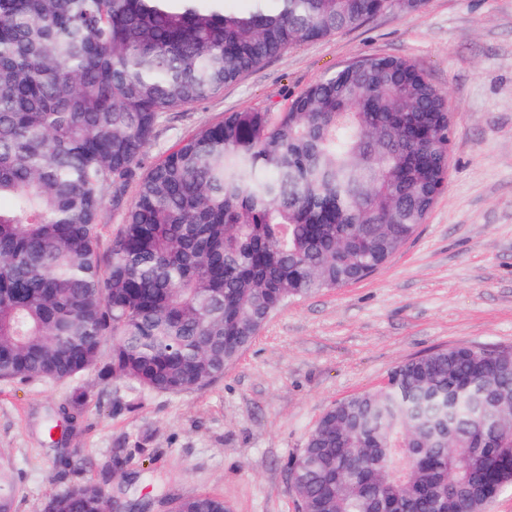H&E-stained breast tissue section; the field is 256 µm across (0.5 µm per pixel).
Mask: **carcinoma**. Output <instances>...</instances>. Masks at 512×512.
I'll list each match as a JSON object with an SVG mask.
<instances>
[{"instance_id": "carcinoma-1", "label": "carcinoma", "mask_w": 512, "mask_h": 512, "mask_svg": "<svg viewBox=\"0 0 512 512\" xmlns=\"http://www.w3.org/2000/svg\"><path fill=\"white\" fill-rule=\"evenodd\" d=\"M253 2L0 0V380L202 389L288 302L365 279L415 235L448 183L453 118L403 57H361L144 165L163 114L293 45L426 4ZM109 202L122 228L103 251ZM88 401L73 389L70 413ZM289 466L300 512H485L512 486V352L398 363L327 407ZM16 496L1 462L0 512ZM125 508L85 481L38 512ZM170 509L229 512L209 492Z\"/></svg>"}]
</instances>
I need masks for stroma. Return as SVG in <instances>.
<instances>
[{
	"mask_svg": "<svg viewBox=\"0 0 512 512\" xmlns=\"http://www.w3.org/2000/svg\"><path fill=\"white\" fill-rule=\"evenodd\" d=\"M405 57L446 91L448 184L416 235L360 282L292 301L205 388L170 394L87 373L77 382H0V458L14 512L85 479L128 504L168 512L210 492L231 512H297L286 472L325 408L381 384L436 348L512 351V0H427L289 48L222 94L170 111L147 148L154 162L225 113L287 107L310 83L366 55ZM88 406L63 419L72 386ZM87 465L64 473L63 449ZM122 471L111 467L114 455Z\"/></svg>",
	"mask_w": 512,
	"mask_h": 512,
	"instance_id": "1",
	"label": "stroma"
}]
</instances>
